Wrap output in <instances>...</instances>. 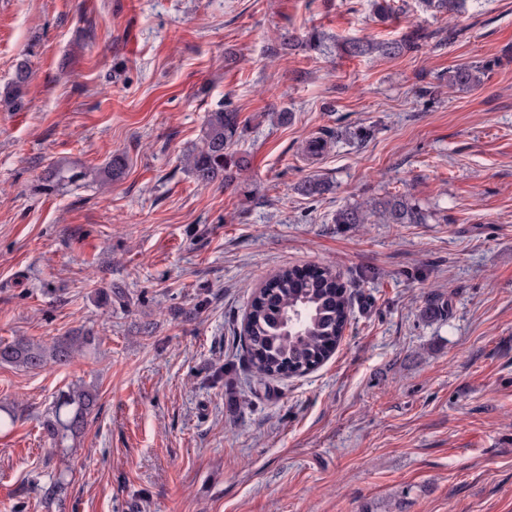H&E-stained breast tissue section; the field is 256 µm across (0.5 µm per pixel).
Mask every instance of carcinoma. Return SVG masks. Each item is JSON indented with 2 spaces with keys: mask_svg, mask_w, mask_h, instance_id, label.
Wrapping results in <instances>:
<instances>
[{
  "mask_svg": "<svg viewBox=\"0 0 512 512\" xmlns=\"http://www.w3.org/2000/svg\"><path fill=\"white\" fill-rule=\"evenodd\" d=\"M470 0H419L423 10L437 16L453 17L464 12ZM433 34L419 28L402 39L387 42L349 39L343 50L351 56L377 53L398 56L417 52ZM324 33L312 29L301 43L313 52L326 49ZM491 62H473L448 72V85L478 89L484 85ZM32 78L28 63H17L14 76L0 90V110L19 112L24 93ZM245 125L240 113L228 106L207 114L203 146L185 156V165L194 181L207 186L218 180L230 183L249 165L248 157L231 150L243 135ZM127 161L115 155L102 167L83 168L50 164L38 178L36 190L51 196L87 178L119 182L126 174ZM298 190L306 197L320 196L331 190L326 181L311 177ZM379 211L388 224H423L425 213L404 195L385 196L363 207L348 205L336 212L337 224H365L367 211ZM351 293L330 267L313 274L289 267L277 272L264 286L255 290L244 318L239 341L256 384L265 388L271 380L302 376L318 368L334 352L343 338L351 313ZM96 346L91 332L55 337L48 344L18 338L0 344V363L36 370L52 363L66 365L78 353ZM98 401L95 387L73 384L58 391L50 411L41 422L43 436L56 448L68 447L86 428Z\"/></svg>",
  "mask_w": 512,
  "mask_h": 512,
  "instance_id": "carcinoma-1",
  "label": "carcinoma"
}]
</instances>
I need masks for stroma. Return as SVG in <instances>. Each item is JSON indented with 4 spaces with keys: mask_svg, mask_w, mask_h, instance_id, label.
Instances as JSON below:
<instances>
[{
    "mask_svg": "<svg viewBox=\"0 0 512 512\" xmlns=\"http://www.w3.org/2000/svg\"><path fill=\"white\" fill-rule=\"evenodd\" d=\"M370 2L0 0V86L20 59L33 72L23 110L0 111V341L99 338L64 366L0 365L18 416L0 512H512V0L451 22L417 0L384 21ZM312 27L326 52L271 56ZM415 28L440 44L339 49ZM492 59L479 89L439 84ZM227 102L250 168L197 185L183 156ZM116 153L121 182L35 189L50 163ZM311 176L331 192L300 195ZM390 194L425 223H336ZM325 265L351 292L341 343L259 389L235 338L252 291ZM434 296L449 315L423 316ZM78 382L97 409L52 447L40 422Z\"/></svg>",
    "mask_w": 512,
    "mask_h": 512,
    "instance_id": "stroma-1",
    "label": "stroma"
}]
</instances>
